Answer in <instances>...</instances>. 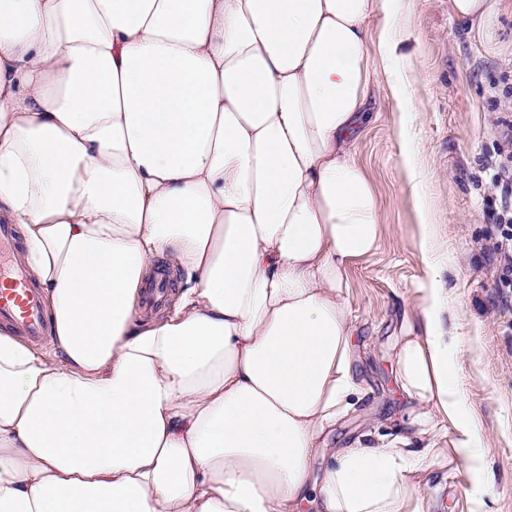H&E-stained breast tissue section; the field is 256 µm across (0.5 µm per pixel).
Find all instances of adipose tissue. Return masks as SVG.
I'll use <instances>...</instances> for the list:
<instances>
[{
	"mask_svg": "<svg viewBox=\"0 0 512 512\" xmlns=\"http://www.w3.org/2000/svg\"><path fill=\"white\" fill-rule=\"evenodd\" d=\"M412 35L405 0H0V223L53 336L0 331V512H431L414 473L480 465L435 268L396 344L405 434L311 475L361 394L349 268L379 200L358 128L375 57ZM403 168L427 261L416 147ZM162 259L190 286L142 324Z\"/></svg>",
	"mask_w": 512,
	"mask_h": 512,
	"instance_id": "adipose-tissue-1",
	"label": "adipose tissue"
}]
</instances>
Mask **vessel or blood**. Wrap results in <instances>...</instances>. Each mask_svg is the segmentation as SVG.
I'll use <instances>...</instances> for the list:
<instances>
[{"label":"vessel or blood","instance_id":"obj_1","mask_svg":"<svg viewBox=\"0 0 512 512\" xmlns=\"http://www.w3.org/2000/svg\"><path fill=\"white\" fill-rule=\"evenodd\" d=\"M14 245L12 225L0 224V324L39 341L47 328V315L27 272L6 260Z\"/></svg>","mask_w":512,"mask_h":512}]
</instances>
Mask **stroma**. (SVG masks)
<instances>
[{
	"instance_id": "35a3bbf8",
	"label": "stroma",
	"mask_w": 512,
	"mask_h": 512,
	"mask_svg": "<svg viewBox=\"0 0 512 512\" xmlns=\"http://www.w3.org/2000/svg\"><path fill=\"white\" fill-rule=\"evenodd\" d=\"M409 12L414 35L398 53L414 75L405 91L410 134L425 148L457 377L483 446L481 468L456 459L415 479L433 512H470L479 492L491 512H512V290L500 287L488 250L499 207L488 162L512 136V0L474 30L449 15L448 0H410ZM365 110L370 120L355 157L378 192L380 242L349 270L363 396L329 431L332 448L374 430L402 434L406 398L395 381L393 343L416 323L429 277L403 173L401 111L385 74Z\"/></svg>"
}]
</instances>
